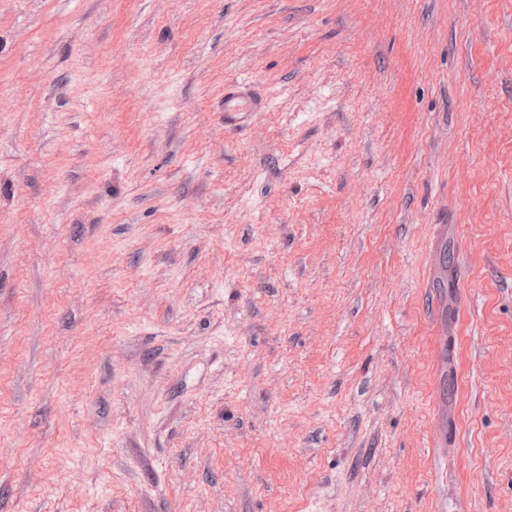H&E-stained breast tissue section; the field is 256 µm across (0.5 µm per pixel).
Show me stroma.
Wrapping results in <instances>:
<instances>
[{"instance_id": "1", "label": "stroma", "mask_w": 512, "mask_h": 512, "mask_svg": "<svg viewBox=\"0 0 512 512\" xmlns=\"http://www.w3.org/2000/svg\"><path fill=\"white\" fill-rule=\"evenodd\" d=\"M0 512H512V0H0ZM259 103L250 95L238 91H229L224 95V120L236 118L239 112H253Z\"/></svg>"}]
</instances>
